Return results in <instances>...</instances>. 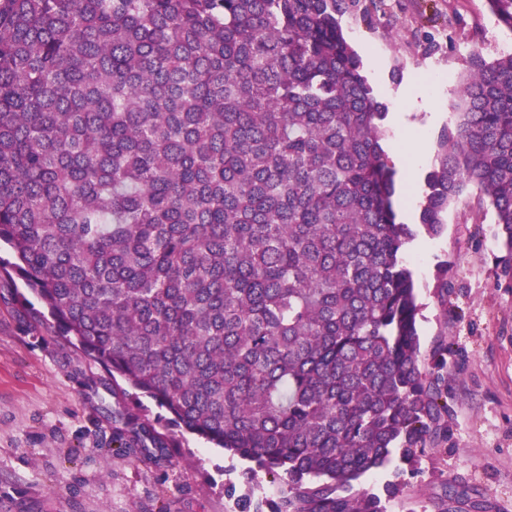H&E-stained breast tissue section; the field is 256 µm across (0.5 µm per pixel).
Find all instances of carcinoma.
I'll return each mask as SVG.
<instances>
[{
    "label": "carcinoma",
    "instance_id": "obj_1",
    "mask_svg": "<svg viewBox=\"0 0 512 512\" xmlns=\"http://www.w3.org/2000/svg\"><path fill=\"white\" fill-rule=\"evenodd\" d=\"M512 33V0H485ZM339 0H0V281L112 379L149 461L170 422L252 463L235 512H386L448 443L452 350L421 353L416 237L397 222L385 106ZM418 225L474 190L512 281V53L471 58ZM448 268L437 273L448 311ZM282 471L275 498L250 488ZM247 491L237 493V485ZM465 492L442 485L441 512Z\"/></svg>",
    "mask_w": 512,
    "mask_h": 512
}]
</instances>
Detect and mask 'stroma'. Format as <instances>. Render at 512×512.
I'll return each instance as SVG.
<instances>
[{
	"label": "stroma",
	"instance_id": "obj_1",
	"mask_svg": "<svg viewBox=\"0 0 512 512\" xmlns=\"http://www.w3.org/2000/svg\"><path fill=\"white\" fill-rule=\"evenodd\" d=\"M341 25L380 102L409 87L416 102L436 103L435 112H410L409 129L386 128L387 141L423 144L407 181L422 200L472 54L493 60L489 36L507 42L512 34L485 0H343ZM503 256L491 208L472 191L449 206L441 236L418 234L407 249L422 306L421 352L442 337L453 351L448 444L426 451L413 471L397 460L367 474L362 487L378 490L400 475L406 497L430 506L450 482L466 492L459 512H512V287L499 275ZM442 264L453 283L444 308L436 290ZM12 293L0 285V512H232L224 485L238 481L245 461L188 433L156 463L123 454L98 411L116 397L83 385L106 372L52 321L19 316Z\"/></svg>",
	"mask_w": 512,
	"mask_h": 512
}]
</instances>
